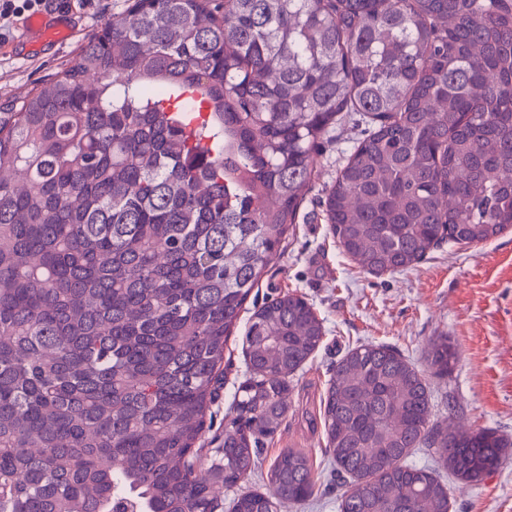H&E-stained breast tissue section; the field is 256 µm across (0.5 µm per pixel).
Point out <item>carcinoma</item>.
Masks as SVG:
<instances>
[{"mask_svg":"<svg viewBox=\"0 0 512 512\" xmlns=\"http://www.w3.org/2000/svg\"><path fill=\"white\" fill-rule=\"evenodd\" d=\"M355 112L366 133L323 207L343 253L403 271L512 228V0H132L78 60L0 112V512H224L288 412L324 327L295 294L243 337L249 378L196 466L224 347ZM427 361L446 376L440 336ZM339 512H448L427 444L478 484L512 439L431 423L427 385L373 344L324 404ZM277 512L315 491L306 453L269 469Z\"/></svg>","mask_w":512,"mask_h":512,"instance_id":"1","label":"carcinoma"}]
</instances>
